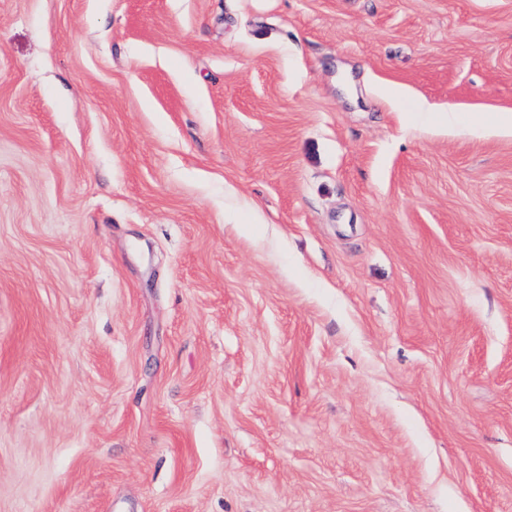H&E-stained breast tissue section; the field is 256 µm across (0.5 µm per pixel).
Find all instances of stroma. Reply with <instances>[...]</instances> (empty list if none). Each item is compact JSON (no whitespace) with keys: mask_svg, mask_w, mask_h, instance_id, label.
I'll return each instance as SVG.
<instances>
[{"mask_svg":"<svg viewBox=\"0 0 512 512\" xmlns=\"http://www.w3.org/2000/svg\"><path fill=\"white\" fill-rule=\"evenodd\" d=\"M512 0H0V512H512ZM469 127L475 131L495 130L512 132V114L510 112H492L473 115Z\"/></svg>","mask_w":512,"mask_h":512,"instance_id":"1","label":"stroma"}]
</instances>
